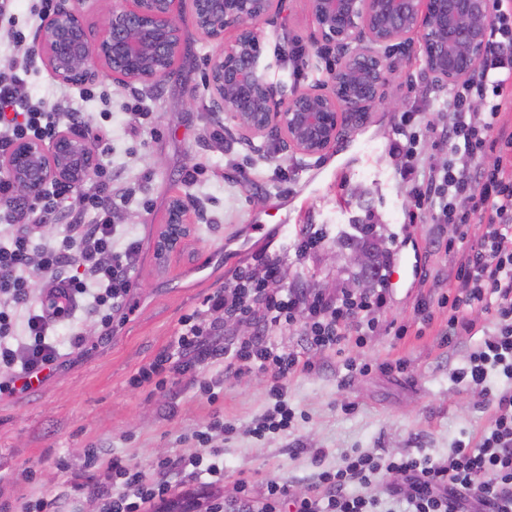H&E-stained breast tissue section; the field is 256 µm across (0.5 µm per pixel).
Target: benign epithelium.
<instances>
[{
  "label": "benign epithelium",
  "mask_w": 512,
  "mask_h": 512,
  "mask_svg": "<svg viewBox=\"0 0 512 512\" xmlns=\"http://www.w3.org/2000/svg\"><path fill=\"white\" fill-rule=\"evenodd\" d=\"M89 0H58L45 17L36 50L58 80L85 85L104 74L128 86L163 78L181 51L180 18L192 15L199 32L216 45L206 86L210 111L224 115L246 140H273L281 149L320 158L370 110L389 103L387 50L417 41L425 67L439 81L467 76L488 48L489 0H306L318 57L333 55L331 78L299 90L269 81L271 63L256 31L271 21L280 0H112L106 26L94 39L85 25ZM236 31L224 43V32ZM99 157L78 129L59 130L44 142L17 143L4 159L19 197L34 202L48 185L71 190L95 173ZM193 204L173 196L168 225L159 240L174 250L187 233Z\"/></svg>",
  "instance_id": "1"
}]
</instances>
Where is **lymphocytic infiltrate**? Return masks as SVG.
I'll list each match as a JSON object with an SVG mask.
<instances>
[{
    "label": "lymphocytic infiltrate",
    "mask_w": 512,
    "mask_h": 512,
    "mask_svg": "<svg viewBox=\"0 0 512 512\" xmlns=\"http://www.w3.org/2000/svg\"><path fill=\"white\" fill-rule=\"evenodd\" d=\"M491 2L489 47L472 75L449 84L448 106L433 120L403 113L389 154L400 159L402 184L433 223L465 226L475 222L481 228L452 273L455 291L439 294L434 301L421 298L414 310L427 324L433 307L447 309L445 334L451 338L474 331L469 307L491 312L492 330L457 377L482 387L495 406L494 418L476 447L458 446L443 463L427 456L346 454L336 469L315 473L308 494L292 498L293 512H376L374 499L361 489L392 473L402 475L403 482L387 487L386 495L403 512H512V0ZM20 82L17 72L0 71V153L9 152L21 140H50L59 123L58 113L19 95ZM424 135L447 145L444 164H432L422 154L419 144ZM491 152L496 161L489 167L484 158ZM97 177L85 205L100 212L98 223L66 225L59 241L40 247L33 244L37 225L26 224L10 231L6 243H0V396L14 393L17 376L39 375L58 362L60 353L49 334L50 324L70 320L78 299H90L108 328L113 312L130 292L140 247L132 240L123 250L114 249L116 229L107 216L112 196L107 168H99ZM74 263L83 267V276L70 274ZM279 271V264L269 259L257 270L237 269L223 288L205 299L202 310L182 319L170 349L138 368L133 385L152 383L163 388L170 376H184L209 365L221 366L228 378L260 368L269 372V393L276 400L263 426L286 429L292 413L283 381L302 369L299 355L277 351L260 335L235 349L222 346L221 328L212 321V314L240 320L259 307L264 325L302 326L312 345L332 348L348 337L361 341L373 333L385 299L379 293L352 290L333 299L318 293L299 294L278 287ZM33 272L45 284L48 311L44 314L29 312ZM23 310L29 314L28 338L15 343L13 320ZM494 374L508 380L506 389L489 388ZM223 433L224 422L216 418L195 435L208 448L212 458L208 464L199 455L167 457L145 469L115 456H90L86 481L66 484L54 499L36 502L33 512H58L61 503L87 494L98 500L100 512H144L147 505L168 500L175 474L201 481L205 512H224L220 494L224 469L217 462L224 450L212 443L213 437ZM237 485L238 512H277L280 501L290 498L287 482L280 480L267 481L258 498L251 496L246 479H239Z\"/></svg>",
    "instance_id": "f902f5d3"
}]
</instances>
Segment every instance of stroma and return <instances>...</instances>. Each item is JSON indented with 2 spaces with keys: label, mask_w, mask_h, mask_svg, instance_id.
Returning <instances> with one entry per match:
<instances>
[{
  "label": "stroma",
  "mask_w": 512,
  "mask_h": 512,
  "mask_svg": "<svg viewBox=\"0 0 512 512\" xmlns=\"http://www.w3.org/2000/svg\"><path fill=\"white\" fill-rule=\"evenodd\" d=\"M35 4L19 0L11 15L0 17V68L27 67L22 94L54 111L79 113L112 175L114 248L135 240L140 253L133 288L111 330H104L96 312L78 306L70 323L52 328L61 365L38 388L0 397V502L25 512L29 502L54 497L82 472L92 448L143 467L198 453L195 432L217 417L233 429L224 439V512H235L241 475L254 492L277 479L301 495L315 471L336 468L353 451L444 461L457 444L474 442L490 425L494 407L454 374L492 330V315L473 309L475 335L449 342L443 336L448 312L438 308L432 326L418 335V286L412 279L367 280L335 256L343 235L358 234L365 224L379 253L396 248L399 256L417 257L440 284L448 282L457 257L446 245L460 232L452 224L414 218V200L388 154L402 112L433 118L448 98L447 84L429 76L421 57L394 58L386 93L401 110L373 108L362 128L322 158H307L283 153L272 141L243 143L226 132L224 119L208 112L204 75L213 46L191 15L181 19L182 52L162 81L123 89L103 76L85 97L78 86L57 80L34 52L41 24L31 13ZM258 29L272 63L271 80L300 88L326 80V65L315 57H308L300 76L288 64L289 47L307 46L312 32L304 0H282L274 22ZM178 193L194 198L199 216L177 249L162 254L158 241L167 228L169 201ZM26 215L42 226L35 237L39 245L61 237L65 225L96 219L75 190L64 192L50 222H43L37 208ZM251 224L261 225V232L248 233ZM279 224L285 227L280 234ZM307 227L323 240L299 256L289 244ZM262 258L279 261L280 287L301 293L334 296L363 280L387 288L380 326L363 344L320 350L299 328L269 331L272 344L310 364L285 381L294 413L288 429L254 435L272 406L267 376L257 369L235 379L206 367L192 381L132 386L138 368L170 347L184 316L236 268ZM77 334L85 345L74 352L70 338ZM317 449L324 452L318 461Z\"/></svg>",
  "instance_id": "obj_1"
}]
</instances>
